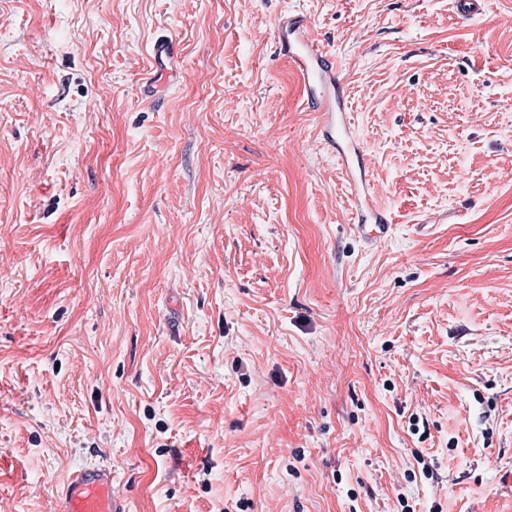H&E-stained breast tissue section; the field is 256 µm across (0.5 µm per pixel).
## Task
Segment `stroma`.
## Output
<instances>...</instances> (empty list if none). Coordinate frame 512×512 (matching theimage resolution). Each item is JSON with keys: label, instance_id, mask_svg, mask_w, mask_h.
Returning a JSON list of instances; mask_svg holds the SVG:
<instances>
[{"label": "stroma", "instance_id": "35a3bbf8", "mask_svg": "<svg viewBox=\"0 0 512 512\" xmlns=\"http://www.w3.org/2000/svg\"><path fill=\"white\" fill-rule=\"evenodd\" d=\"M485 3L0 0V512L102 462L130 512H512V0ZM286 12L336 57L374 246Z\"/></svg>", "mask_w": 512, "mask_h": 512}]
</instances>
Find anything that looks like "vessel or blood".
<instances>
[{
    "label": "vessel or blood",
    "instance_id": "1",
    "mask_svg": "<svg viewBox=\"0 0 512 512\" xmlns=\"http://www.w3.org/2000/svg\"><path fill=\"white\" fill-rule=\"evenodd\" d=\"M275 38L279 54L302 84L308 107L320 115L328 149L339 158L346 174H353L361 167V148L346 112L345 86L332 55L300 15L280 16ZM352 197L358 214V238L372 242L389 236L391 220L374 205L369 183L354 184ZM52 512H129V508L112 494L111 465L99 464L81 468L64 479Z\"/></svg>",
    "mask_w": 512,
    "mask_h": 512
}]
</instances>
